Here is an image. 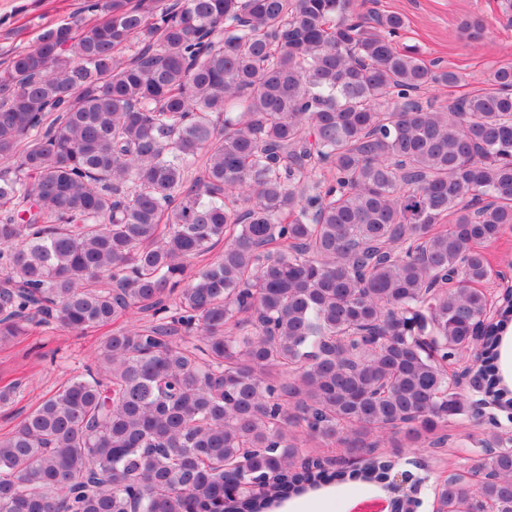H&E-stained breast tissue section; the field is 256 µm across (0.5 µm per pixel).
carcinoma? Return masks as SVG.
I'll list each match as a JSON object with an SVG mask.
<instances>
[{"label": "carcinoma", "instance_id": "cac0c4a2", "mask_svg": "<svg viewBox=\"0 0 512 512\" xmlns=\"http://www.w3.org/2000/svg\"><path fill=\"white\" fill-rule=\"evenodd\" d=\"M85 11L0 69V346L112 331L0 436V512L389 496L401 449L444 448L471 396L512 409V303L474 335L480 245L512 230V63L440 105L422 92L459 74L352 0ZM479 443L490 477L446 478L443 512H512V435ZM322 444L358 467H296Z\"/></svg>", "mask_w": 512, "mask_h": 512}]
</instances>
